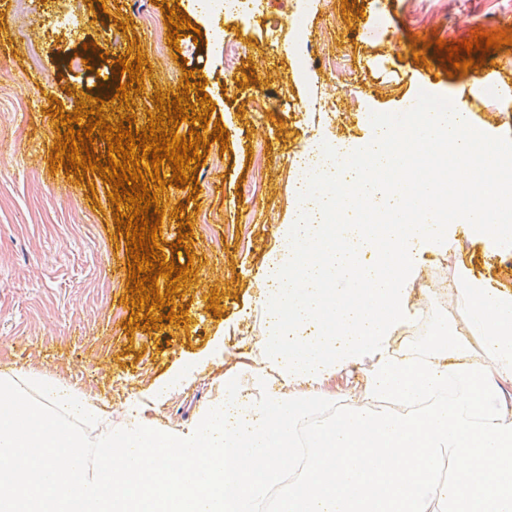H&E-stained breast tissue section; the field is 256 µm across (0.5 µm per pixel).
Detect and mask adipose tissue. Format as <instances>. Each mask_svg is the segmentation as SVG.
I'll list each match as a JSON object with an SVG mask.
<instances>
[{"instance_id":"adipose-tissue-1","label":"adipose tissue","mask_w":512,"mask_h":512,"mask_svg":"<svg viewBox=\"0 0 512 512\" xmlns=\"http://www.w3.org/2000/svg\"><path fill=\"white\" fill-rule=\"evenodd\" d=\"M478 140L466 108L419 112L406 151L381 125L360 161L331 159L270 271L278 291L251 383L221 377V395L186 426L148 419L134 398L116 421L60 381L1 376L0 512H255L302 446L308 467L282 512H424L433 495L442 512H512V413L501 401L512 387V291L456 263L462 327L440 325L428 346L389 348L412 316L422 256L448 252L450 228L494 250L512 244V182L483 173L470 204L456 207L437 203L434 175L409 190L385 177L428 156L467 166ZM352 361L369 364L356 404L300 440L320 384ZM85 426L98 432L91 467L76 454ZM443 461L451 477L436 490Z\"/></svg>"}]
</instances>
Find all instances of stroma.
<instances>
[{
  "label": "stroma",
  "mask_w": 512,
  "mask_h": 512,
  "mask_svg": "<svg viewBox=\"0 0 512 512\" xmlns=\"http://www.w3.org/2000/svg\"><path fill=\"white\" fill-rule=\"evenodd\" d=\"M0 0V374L22 368L65 381L121 411L128 398L147 394L181 364L202 367L146 415L174 427L190 424L216 397L217 378L242 361L259 336L269 301L261 295L268 265L281 252V232L299 203L297 161L311 144L341 141L362 148L376 123L408 121V97L467 108L486 144L512 141V111L474 92L475 83L512 85V46L485 54L483 65L453 72L432 43H458L477 32L512 30L505 0H260L250 19L211 15L197 0ZM181 7L191 20L176 47L168 45L163 7ZM302 13L306 30L290 17ZM238 43L240 59L226 69L211 41L213 29ZM97 43L100 57L73 67L69 58ZM140 45L160 87L133 96V130L147 125L156 92L175 98L185 70L210 97L213 118L228 131L212 142L194 184L159 192L164 245H175L177 265H192L174 308L184 321L133 327L129 249L118 236L110 185L98 173L76 180L50 168L60 126L54 103L70 114L95 95L99 78ZM424 53L425 63L415 62ZM192 233L178 237L175 208ZM512 287V249L493 251L458 235L450 258L429 255L411 293L425 325L396 333L390 348L428 343L441 320L460 323L453 303L450 262ZM219 305H211V295ZM363 369H343L327 384L320 412L351 404Z\"/></svg>",
  "instance_id": "obj_1"
}]
</instances>
